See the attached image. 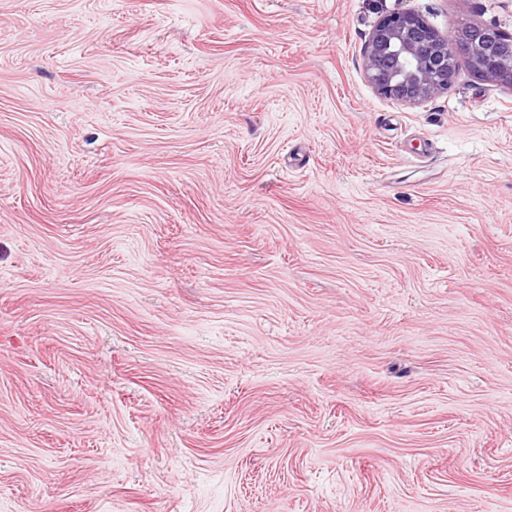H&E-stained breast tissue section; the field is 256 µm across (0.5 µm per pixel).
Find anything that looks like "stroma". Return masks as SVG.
Segmentation results:
<instances>
[{
  "label": "stroma",
  "instance_id": "stroma-1",
  "mask_svg": "<svg viewBox=\"0 0 512 512\" xmlns=\"http://www.w3.org/2000/svg\"><path fill=\"white\" fill-rule=\"evenodd\" d=\"M512 0H0V512H512V88L375 24ZM511 39V34L484 25L444 34L419 13H391L369 35L364 70L378 94L413 105L448 91L461 56L480 78L512 87Z\"/></svg>",
  "mask_w": 512,
  "mask_h": 512
}]
</instances>
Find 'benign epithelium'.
I'll list each match as a JSON object with an SVG mask.
<instances>
[{
	"label": "benign epithelium",
	"mask_w": 512,
	"mask_h": 512,
	"mask_svg": "<svg viewBox=\"0 0 512 512\" xmlns=\"http://www.w3.org/2000/svg\"><path fill=\"white\" fill-rule=\"evenodd\" d=\"M461 56L480 78L512 87V35L492 26L465 25L444 34L419 13H391L376 23L363 52L377 93L413 105L448 90Z\"/></svg>",
	"instance_id": "benign-epithelium-1"
}]
</instances>
